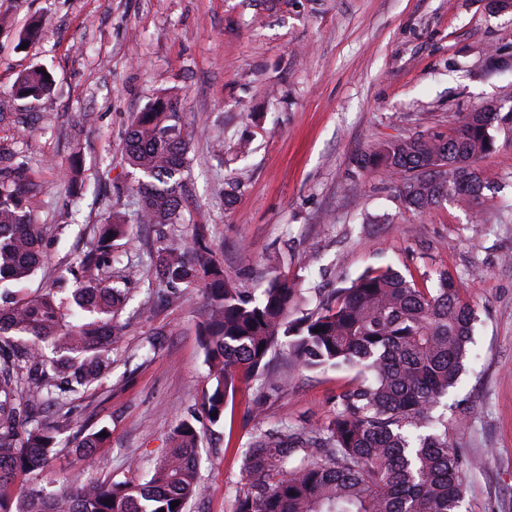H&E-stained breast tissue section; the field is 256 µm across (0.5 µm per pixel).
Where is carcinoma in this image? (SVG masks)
<instances>
[{
	"mask_svg": "<svg viewBox=\"0 0 512 512\" xmlns=\"http://www.w3.org/2000/svg\"><path fill=\"white\" fill-rule=\"evenodd\" d=\"M50 87L49 74L34 68L20 74L15 95L39 101ZM501 130L512 133V105L482 106L463 114L450 135L372 145L358 167L401 174L405 207L425 214L489 187L479 161L494 151V132ZM123 162L141 175L137 210L112 212L96 245L74 256L43 294L26 298L15 288L44 259L35 221L42 200L24 164L0 151V512H184L188 499L203 493L200 435L187 419L143 484L76 482L59 492L33 486L15 502L5 496L18 474L52 462L61 435L74 432L84 457L106 441L99 430L74 429L67 415L48 423L42 417L98 385L111 365L108 346L122 333L114 323L122 299L106 272L112 246L132 223L156 228L151 267L158 284L201 285L209 300L199 336L209 384L202 409L211 424L223 421L239 383L259 380L274 392L285 387L270 365L276 350L305 369L355 373L336 394L326 423L283 424L252 435L242 453L246 489L236 495L234 512H459L461 461L448 431L461 418L433 415L472 343L473 311L455 278L440 271L424 288L390 266L371 268L296 317L297 281L280 273L259 294L243 295L224 274L204 225L183 246L169 243L167 228L181 222L189 171L171 99L158 97L137 113Z\"/></svg>",
	"mask_w": 512,
	"mask_h": 512,
	"instance_id": "1",
	"label": "carcinoma"
}]
</instances>
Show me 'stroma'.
<instances>
[{
	"label": "stroma",
	"mask_w": 512,
	"mask_h": 512,
	"mask_svg": "<svg viewBox=\"0 0 512 512\" xmlns=\"http://www.w3.org/2000/svg\"><path fill=\"white\" fill-rule=\"evenodd\" d=\"M40 36L21 46L32 17ZM512 55V10L488 0H0V112H35L17 131L0 126V150L24 161L42 189L44 265L27 283L41 295L94 240L135 181L121 163L130 123L156 97L176 96L191 160L192 196L173 239L203 224L240 288L297 276L305 308L369 268L416 281L442 270L474 311L472 353L448 409L467 414L448 441L462 461L461 512H512V136L484 158L494 186L477 205L454 200L420 215L401 202L399 175L360 172L369 145L451 133L461 113L512 105V70L488 71L492 49ZM41 67L49 95L32 105L13 86ZM249 134L248 154L237 152ZM82 174L71 182L73 155ZM242 181L232 205L224 178ZM153 225H133L114 246L111 281L125 290L124 336L96 387L66 408L109 440L77 462L62 437L55 461L19 475L6 493L55 491L71 482H145L174 427L208 390L198 327L201 289L158 290L150 267ZM155 353H148L149 342ZM284 393L241 384L223 423L200 420L202 496L186 512H233L245 486L242 451L252 432L316 427L336 409L347 371H306L271 355Z\"/></svg>",
	"instance_id": "obj_1"
}]
</instances>
